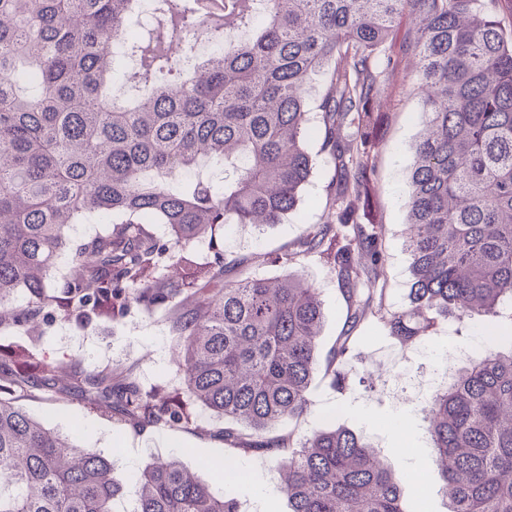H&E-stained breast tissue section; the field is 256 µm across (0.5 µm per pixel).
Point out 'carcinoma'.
<instances>
[{
	"instance_id": "obj_1",
	"label": "carcinoma",
	"mask_w": 512,
	"mask_h": 512,
	"mask_svg": "<svg viewBox=\"0 0 512 512\" xmlns=\"http://www.w3.org/2000/svg\"><path fill=\"white\" fill-rule=\"evenodd\" d=\"M139 2L0 0V330L162 310L179 384L145 391L109 366L85 372L0 343V512H118L126 478L112 462L14 401L63 373L91 410L138 431L191 427L197 409L210 411L232 454L260 452L287 470L289 512H404L393 470L361 436L287 427L307 412L316 373L346 387L351 337L320 358L321 302L295 272L225 279L248 259L227 257L224 227L279 224L297 209L315 166L308 89L325 74L329 216L262 263L318 258L351 327L372 314L402 346L450 316L492 313L511 334L512 36L501 18H512V0H152L156 22L127 75L139 93L118 99L116 42ZM404 16L408 86L423 93L428 122L406 200L410 306L394 310L375 287L386 257L375 107ZM203 17L221 49L199 60ZM174 39L181 62L167 53ZM104 212L114 220L103 232L71 238ZM19 290L24 306L12 304ZM425 412L448 512H512V348L471 357ZM135 484L129 512H239L175 457L146 464Z\"/></svg>"
}]
</instances>
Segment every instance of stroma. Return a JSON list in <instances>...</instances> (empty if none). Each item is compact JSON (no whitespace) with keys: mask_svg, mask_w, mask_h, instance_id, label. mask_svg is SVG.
I'll return each instance as SVG.
<instances>
[{"mask_svg":"<svg viewBox=\"0 0 512 512\" xmlns=\"http://www.w3.org/2000/svg\"><path fill=\"white\" fill-rule=\"evenodd\" d=\"M402 81V72H395L391 90L379 101L380 111L388 118L376 157L378 210L386 247L377 285L386 291L385 304L396 308L407 306L411 280L405 198L412 146L428 120L421 96L402 89ZM323 85L319 76L309 89L314 111L313 134L307 145L316 165L297 210L274 226L245 224L225 229L228 254L281 251L308 225L326 221L335 186L334 164L321 149L323 124L315 111ZM294 269L319 292L323 311L319 348L328 353L345 332L346 302L333 274L316 258L302 259ZM495 322L490 315L460 322L451 319L441 322L425 343L406 347L377 327L359 326L348 362L354 371L350 388L336 392L325 374H317L309 391L310 410L294 425L297 436L324 427L350 429L392 465L405 512H448V495L437 474L423 408L443 388L454 353L473 354L490 346L512 349V343L493 337ZM26 342L52 358L76 360L85 371L109 365L132 373L146 390L175 378L173 343L165 322L161 316L148 317L135 309L116 324L56 322L45 335L27 337ZM17 400L46 428L76 436L81 447L108 457L118 470L131 472L154 459L175 456L205 483L237 498L241 512H288L279 468L262 453L237 457L239 470L247 475L243 481H223L216 472L201 469V460L220 462L228 454L223 439L210 431L213 418L209 412L199 411L196 431L155 426L139 432L112 417L90 412L74 391L62 395L55 389L29 388L19 392Z\"/></svg>","mask_w":512,"mask_h":512,"instance_id":"stroma-1","label":"stroma"}]
</instances>
